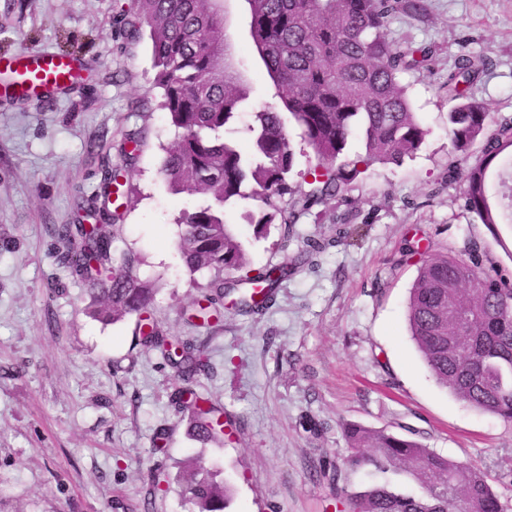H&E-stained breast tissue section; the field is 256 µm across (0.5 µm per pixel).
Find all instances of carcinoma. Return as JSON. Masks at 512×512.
<instances>
[{
    "label": "carcinoma",
    "mask_w": 512,
    "mask_h": 512,
    "mask_svg": "<svg viewBox=\"0 0 512 512\" xmlns=\"http://www.w3.org/2000/svg\"><path fill=\"white\" fill-rule=\"evenodd\" d=\"M249 37L275 88L281 108L253 113L244 132L249 151L226 138L247 92L244 74L232 58L224 34L219 0H134L150 28L155 82L163 89L162 107L178 129L166 149L162 172L172 189L203 194L207 203L185 210L178 219V250L191 272L212 267L226 272L249 265L241 233L224 221V206L234 198L260 203L262 214L244 215L256 238L273 224H296L313 209L343 200L360 166L374 162L400 166L424 143L429 130L420 121L401 76L426 57L389 43L385 30L402 11L420 14L424 0H247ZM488 66L487 58L465 51L448 74L450 153L464 155L475 143L482 156L462 170L448 164V178L464 176V207L489 229L512 220V184L499 183V201L489 200L487 171L498 156L512 152V116L493 117L465 86ZM288 117H283V113ZM299 127L316 163L302 174V186L288 182L294 150L286 123ZM354 139L363 152L349 154ZM289 197L288 207L280 205ZM51 233L65 244L63 265L81 276L97 298L94 314L105 322L141 316L154 288L132 271V260L92 277L94 262L111 260L112 239L101 224H60ZM487 252L471 240L459 253H431L419 265L406 306L410 336L436 382L466 405L512 423V273L486 265ZM297 264L273 266L249 280L262 299L244 293L236 304L261 311L273 300L279 282ZM142 335L170 351L152 323H139ZM466 332L469 340L454 337ZM175 368L185 382L176 404L190 420L191 436L219 442L222 413L206 405L193 388L208 370L201 346L184 342ZM481 361V378L464 369ZM415 431L397 434L350 423L344 436L354 455L347 467H371L379 480L352 490L340 466L319 470L332 485L340 512H503L492 483L508 478L477 464L443 456L420 443ZM369 452L364 453L362 449ZM192 512H224L228 486L203 461L183 471Z\"/></svg>",
    "instance_id": "cac0c4a2"
}]
</instances>
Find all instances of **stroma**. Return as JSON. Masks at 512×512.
Returning <instances> with one entry per match:
<instances>
[{"instance_id": "1", "label": "stroma", "mask_w": 512, "mask_h": 512, "mask_svg": "<svg viewBox=\"0 0 512 512\" xmlns=\"http://www.w3.org/2000/svg\"><path fill=\"white\" fill-rule=\"evenodd\" d=\"M386 37L430 53L402 77L429 134L401 166L372 164L346 201L299 224L272 225L247 242L248 274L291 262L308 240L352 237L314 255L282 281L259 315L222 299V318L192 321L195 302L227 280L189 272L177 249L183 209L203 196L173 193L161 167L175 129L160 103L149 27L131 0H0V54L44 51L92 64L53 98L0 95V512H190L182 464L201 458L231 490L225 512H334L317 472L352 454L343 428L407 426L436 452L512 472V424L473 410L439 386L406 319L416 263L403 248L459 251L484 241L491 263L512 269V223L489 231L464 207L463 180L446 181L448 111L443 88L456 57L490 65L470 89L492 114H512V0H425ZM226 37L247 99L232 139L275 90L248 34L247 0H225ZM124 169L128 197L107 201L103 182ZM96 214L112 260L129 257L150 282V315L172 342L205 341L208 374L195 388L224 411L223 443L190 435L173 402L176 369L136 331L135 318L105 324L86 284L59 262L51 229Z\"/></svg>"}]
</instances>
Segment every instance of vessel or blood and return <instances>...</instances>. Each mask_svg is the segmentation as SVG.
I'll return each instance as SVG.
<instances>
[{
	"instance_id": "b4317fda",
	"label": "vessel or blood",
	"mask_w": 512,
	"mask_h": 512,
	"mask_svg": "<svg viewBox=\"0 0 512 512\" xmlns=\"http://www.w3.org/2000/svg\"><path fill=\"white\" fill-rule=\"evenodd\" d=\"M88 68L76 57L38 52L0 56V73L11 74L14 90L23 96L61 94L83 79Z\"/></svg>"
}]
</instances>
